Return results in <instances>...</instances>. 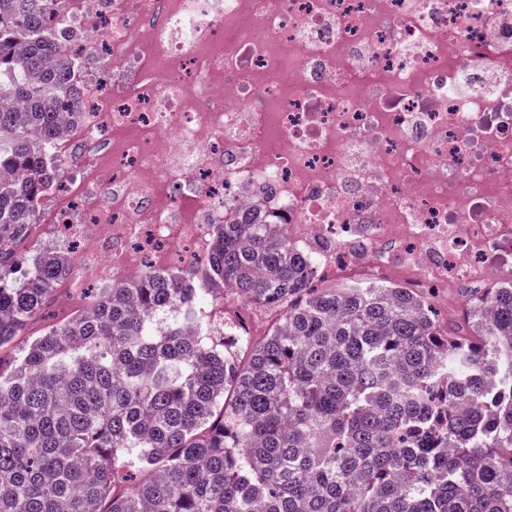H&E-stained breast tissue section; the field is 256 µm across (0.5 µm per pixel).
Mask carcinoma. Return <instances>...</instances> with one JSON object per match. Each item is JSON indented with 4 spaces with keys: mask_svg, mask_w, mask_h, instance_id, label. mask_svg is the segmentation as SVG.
<instances>
[{
    "mask_svg": "<svg viewBox=\"0 0 512 512\" xmlns=\"http://www.w3.org/2000/svg\"><path fill=\"white\" fill-rule=\"evenodd\" d=\"M64 9L0 0V349L68 272L20 253L83 106ZM310 264L246 214L207 259L222 292L146 272L0 361V512H512V278L443 330L423 293ZM228 294L284 308L264 341L201 316Z\"/></svg>",
    "mask_w": 512,
    "mask_h": 512,
    "instance_id": "cac0c4a2",
    "label": "carcinoma"
}]
</instances>
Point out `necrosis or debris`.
I'll use <instances>...</instances> for the list:
<instances>
[{
  "label": "necrosis or debris",
  "instance_id": "obj_1",
  "mask_svg": "<svg viewBox=\"0 0 512 512\" xmlns=\"http://www.w3.org/2000/svg\"><path fill=\"white\" fill-rule=\"evenodd\" d=\"M55 33L86 104L49 153L70 296L204 268L253 211L322 282L512 274V0H68Z\"/></svg>",
  "mask_w": 512,
  "mask_h": 512
}]
</instances>
